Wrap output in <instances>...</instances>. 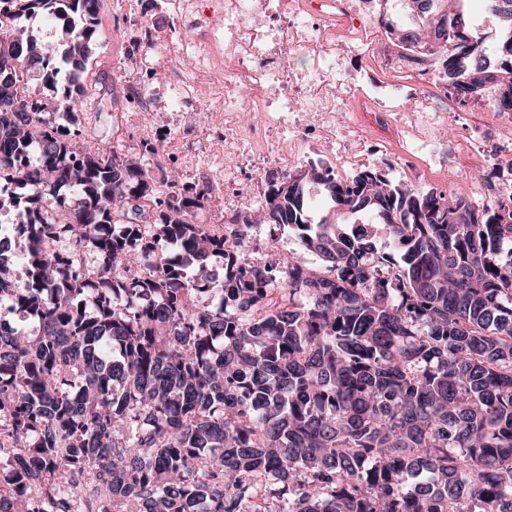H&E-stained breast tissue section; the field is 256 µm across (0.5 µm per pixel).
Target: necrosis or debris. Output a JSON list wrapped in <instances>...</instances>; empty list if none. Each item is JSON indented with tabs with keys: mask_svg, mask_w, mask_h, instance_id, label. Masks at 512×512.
Here are the masks:
<instances>
[{
	"mask_svg": "<svg viewBox=\"0 0 512 512\" xmlns=\"http://www.w3.org/2000/svg\"><path fill=\"white\" fill-rule=\"evenodd\" d=\"M224 16L221 86L173 89L174 101L220 102L206 126L238 160L224 209L264 199V165H318L339 176L386 154L415 186L444 164L449 182L488 173L486 202L512 195V113L495 111L488 86L460 99L439 82L428 56H400L375 37L361 0H219ZM304 57L311 66L291 68ZM413 102L410 110L402 102ZM461 126L439 152L437 125Z\"/></svg>",
	"mask_w": 512,
	"mask_h": 512,
	"instance_id": "obj_1",
	"label": "necrosis or debris"
}]
</instances>
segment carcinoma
Segmentation results:
<instances>
[{
  "instance_id": "obj_1",
  "label": "carcinoma",
  "mask_w": 512,
  "mask_h": 512,
  "mask_svg": "<svg viewBox=\"0 0 512 512\" xmlns=\"http://www.w3.org/2000/svg\"><path fill=\"white\" fill-rule=\"evenodd\" d=\"M502 58L512 60V8ZM403 32L402 48L441 60L465 95L487 82L512 90V64L490 71L481 38L456 0ZM97 0H0V181L38 145L29 170L0 188V210L26 247L15 279L0 241V307L37 323L21 342L0 330V512H72L79 479L104 489L95 512H512V199L473 207L466 196L394 184L375 170L341 178L303 166L261 212L322 261L266 254L248 244L226 260L224 239L199 218L209 189L174 192L111 141L80 146L56 111L75 112L76 82L98 38ZM62 21L59 47L24 18ZM38 71L44 109L20 86ZM336 217L307 219L310 186ZM68 187L82 199L59 198ZM49 193L76 248L98 257L94 282L44 249L56 225L34 205ZM156 210V234L138 223ZM373 211L378 224L353 216ZM388 234L392 250L376 241ZM229 265L212 287L209 264ZM192 268L189 277L185 270ZM96 297L95 313L80 309ZM80 365L71 396V361ZM56 494L27 506L34 487Z\"/></svg>"
}]
</instances>
